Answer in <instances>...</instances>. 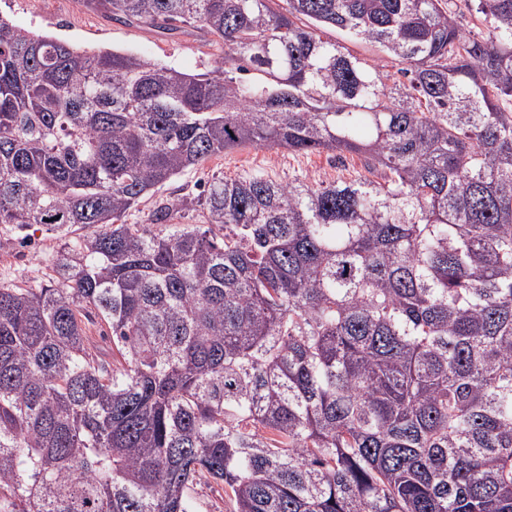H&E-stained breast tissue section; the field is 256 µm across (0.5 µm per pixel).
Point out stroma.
Listing matches in <instances>:
<instances>
[{"label": "stroma", "instance_id": "obj_1", "mask_svg": "<svg viewBox=\"0 0 512 512\" xmlns=\"http://www.w3.org/2000/svg\"><path fill=\"white\" fill-rule=\"evenodd\" d=\"M0 17L78 48L128 50L190 74L212 70L219 61L216 48L206 46L198 37H173L122 25L89 9L84 0H0ZM323 36L345 44L351 54L376 67L386 83L399 79L398 62L374 45L348 40L333 29L324 31ZM252 173L263 174L276 182L315 184L356 180L365 176L366 171L360 158L352 154L337 159L324 153L248 145L225 151L204 167L184 172L165 185L162 192L196 194L213 175L235 179ZM60 246V240L41 226H32L23 235L12 225H0V284L41 283Z\"/></svg>", "mask_w": 512, "mask_h": 512}]
</instances>
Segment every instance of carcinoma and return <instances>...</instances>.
Instances as JSON below:
<instances>
[{
  "instance_id": "carcinoma-1",
  "label": "carcinoma",
  "mask_w": 512,
  "mask_h": 512,
  "mask_svg": "<svg viewBox=\"0 0 512 512\" xmlns=\"http://www.w3.org/2000/svg\"><path fill=\"white\" fill-rule=\"evenodd\" d=\"M280 2L87 0L205 38L204 74L0 18V224L83 230L0 285V512H192L203 480L226 512H512V0H466L478 37L444 0ZM244 145L369 176L215 175L125 223ZM321 37L323 39L336 40L345 46L351 54L376 67L383 75L387 84L391 85L393 81H398L399 79L404 80L398 69L405 67V64H399L397 61L386 57L374 45L367 42L351 41L344 34L334 29L324 30L321 33ZM88 326L91 346L103 359L112 361V336L107 325L99 321Z\"/></svg>"
}]
</instances>
